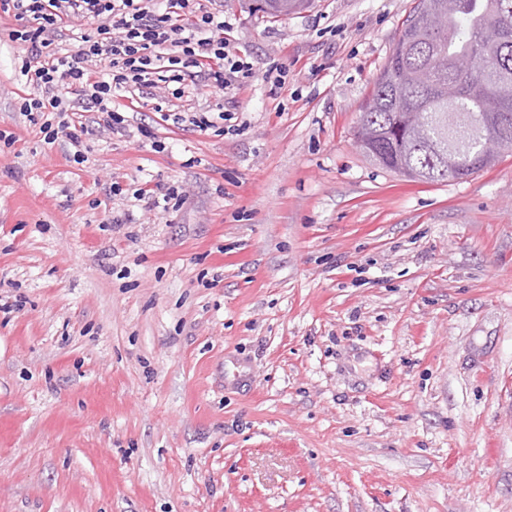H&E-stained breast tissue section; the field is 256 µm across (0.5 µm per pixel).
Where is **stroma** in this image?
<instances>
[{
    "label": "stroma",
    "mask_w": 512,
    "mask_h": 512,
    "mask_svg": "<svg viewBox=\"0 0 512 512\" xmlns=\"http://www.w3.org/2000/svg\"><path fill=\"white\" fill-rule=\"evenodd\" d=\"M253 4L210 9L282 89L158 83L80 165L0 12V512H512V149L420 182L358 147L414 0ZM203 108L237 131L168 119ZM179 189L182 190V188L158 182L153 187L136 189L133 193V198L138 201H144L149 209L159 208L161 204L159 198H161L164 202L162 206L163 211H168L170 209V202L175 200L171 208L177 210L185 198L184 192L179 191ZM146 199L147 201H145Z\"/></svg>",
    "instance_id": "obj_1"
}]
</instances>
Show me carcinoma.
I'll return each mask as SVG.
<instances>
[{"instance_id": "obj_1", "label": "carcinoma", "mask_w": 512, "mask_h": 512, "mask_svg": "<svg viewBox=\"0 0 512 512\" xmlns=\"http://www.w3.org/2000/svg\"><path fill=\"white\" fill-rule=\"evenodd\" d=\"M293 0H260L269 17ZM472 59L457 72L453 61ZM377 164L421 181L488 166L487 140L512 148V0H416L365 104L356 136Z\"/></svg>"}]
</instances>
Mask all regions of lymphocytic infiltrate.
Masks as SVG:
<instances>
[{
	"instance_id": "f902f5d3",
	"label": "lymphocytic infiltrate",
	"mask_w": 512,
	"mask_h": 512,
	"mask_svg": "<svg viewBox=\"0 0 512 512\" xmlns=\"http://www.w3.org/2000/svg\"><path fill=\"white\" fill-rule=\"evenodd\" d=\"M0 11L12 13L10 38L41 90L24 98L22 112L42 117L47 138L65 133L78 164L86 160L87 136L125 134V118L113 104L118 92L155 86L164 71L178 82L200 79L212 95L256 77L252 63L229 53L226 24L204 0H0ZM91 19L95 34L81 35L74 49L56 47L64 30Z\"/></svg>"
}]
</instances>
